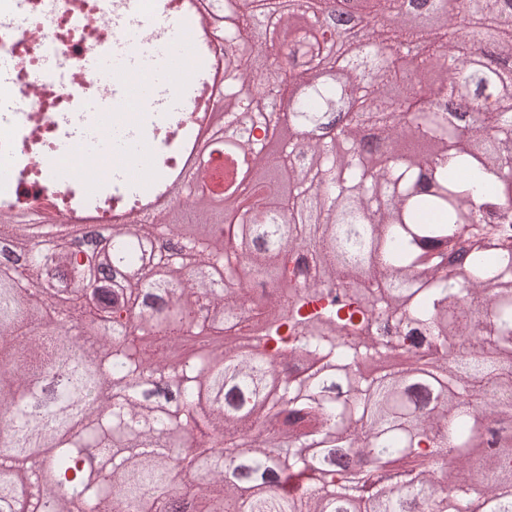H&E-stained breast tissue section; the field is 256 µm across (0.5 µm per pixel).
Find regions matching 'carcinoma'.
<instances>
[{"label":"carcinoma","mask_w":512,"mask_h":512,"mask_svg":"<svg viewBox=\"0 0 512 512\" xmlns=\"http://www.w3.org/2000/svg\"><path fill=\"white\" fill-rule=\"evenodd\" d=\"M272 2L226 17L228 128L279 125L277 59L292 74L336 65L327 11L303 28ZM370 2L394 47L434 40L412 56L435 75L423 107L395 97L396 82L418 92L414 77L370 45L347 60L357 109L344 112L346 86L316 83L280 154L240 139L256 176L224 212L114 224L107 256L84 231L51 259L0 211V512L17 494L25 512H512V247L498 246L512 225V0H493L495 57L461 80L455 38L399 23L406 0ZM242 33L269 68L243 67ZM464 96L463 123L450 104ZM268 284L272 304L256 294ZM59 293L69 304L38 329ZM217 317L252 349L168 361Z\"/></svg>","instance_id":"cac0c4a2"}]
</instances>
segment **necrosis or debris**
<instances>
[{
  "instance_id": "1",
  "label": "necrosis or debris",
  "mask_w": 512,
  "mask_h": 512,
  "mask_svg": "<svg viewBox=\"0 0 512 512\" xmlns=\"http://www.w3.org/2000/svg\"><path fill=\"white\" fill-rule=\"evenodd\" d=\"M150 25V12L139 6L128 9L125 0H0V52L14 60L11 89L33 91L27 109L5 120L11 134L0 140V157H7L15 173L0 181L1 205L18 200L32 205L49 192L68 209L77 204V185L96 200L101 212L124 204L121 191H99L112 166L109 154L99 149L88 162L80 156L61 161L55 141L62 120L79 115L82 107L126 80L122 72L86 75V54L128 47L127 35L134 26L145 31L134 44L137 52H145L157 38ZM50 59L58 60L60 67L49 73L44 64ZM130 123L150 145L160 138L171 144L188 134L186 124L157 109L143 113L131 97L100 113L94 129L102 140Z\"/></svg>"
}]
</instances>
